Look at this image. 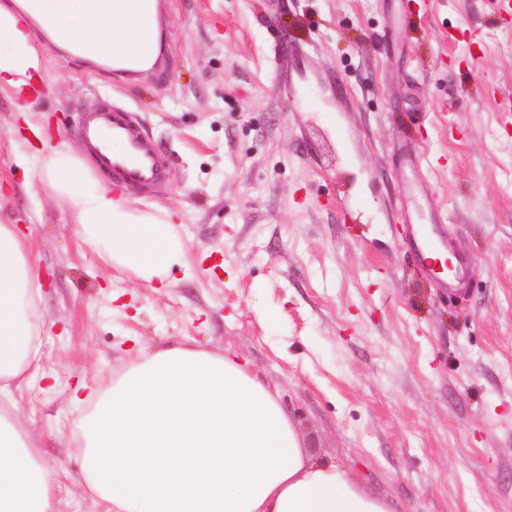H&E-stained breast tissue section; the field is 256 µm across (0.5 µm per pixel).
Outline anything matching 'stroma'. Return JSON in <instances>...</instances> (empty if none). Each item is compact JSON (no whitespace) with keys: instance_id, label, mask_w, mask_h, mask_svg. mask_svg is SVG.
Instances as JSON below:
<instances>
[{"instance_id":"stroma-1","label":"stroma","mask_w":512,"mask_h":512,"mask_svg":"<svg viewBox=\"0 0 512 512\" xmlns=\"http://www.w3.org/2000/svg\"><path fill=\"white\" fill-rule=\"evenodd\" d=\"M399 8L172 0L164 81L116 86L111 65L48 46L31 117L0 90V224L26 236L42 282L45 376L16 417L64 476L60 512H100L77 485L71 389L174 343L244 364L311 456L396 512H512V20L497 0H431L407 35ZM105 94L168 160L164 190L136 204L188 246L165 287L105 266L16 152L26 120L71 128ZM412 140L471 260L454 303L384 220L412 205Z\"/></svg>"}]
</instances>
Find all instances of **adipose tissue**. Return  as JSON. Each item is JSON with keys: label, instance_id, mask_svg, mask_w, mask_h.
<instances>
[{"label": "adipose tissue", "instance_id": "obj_1", "mask_svg": "<svg viewBox=\"0 0 512 512\" xmlns=\"http://www.w3.org/2000/svg\"><path fill=\"white\" fill-rule=\"evenodd\" d=\"M0 5V89L43 79L29 31L38 23L58 47L104 43L134 53L138 19L128 0H20ZM28 158L44 187L65 198L81 240L109 267L167 283L187 251L171 220L115 198L65 144L29 124ZM38 273L12 225L0 224V395L37 379L41 341L30 306ZM74 443L80 474L104 512H394L349 473L302 448L275 393L239 362L174 344L139 353L116 379L83 401ZM40 438L0 422V512H56L58 480L38 462Z\"/></svg>", "mask_w": 512, "mask_h": 512}]
</instances>
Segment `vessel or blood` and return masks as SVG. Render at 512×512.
<instances>
[{"mask_svg":"<svg viewBox=\"0 0 512 512\" xmlns=\"http://www.w3.org/2000/svg\"><path fill=\"white\" fill-rule=\"evenodd\" d=\"M134 2L152 42L150 62L144 66L136 58L118 60L114 72L129 83L146 73L163 80V47L170 28L168 0ZM75 134L95 170L110 174L116 189L151 193L163 188L166 158L141 132L134 112L99 99L94 108L81 116ZM405 166L404 192L414 199L415 206L410 212L393 213V221L406 227L403 242L416 256L419 274L445 291H455L465 278L468 260L451 249L444 230L446 217L422 175V159L416 150H407Z\"/></svg>","mask_w":512,"mask_h":512,"instance_id":"1","label":"vessel or blood"}]
</instances>
